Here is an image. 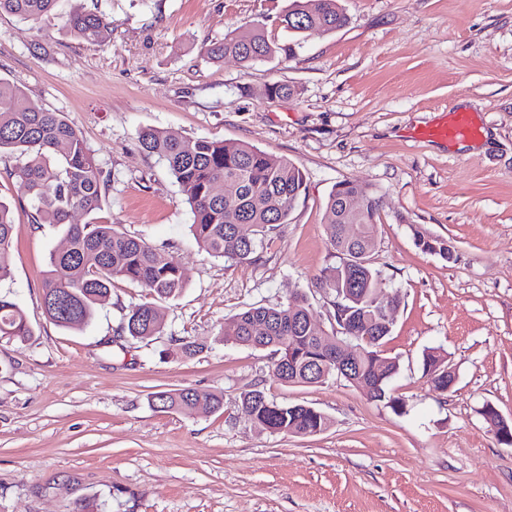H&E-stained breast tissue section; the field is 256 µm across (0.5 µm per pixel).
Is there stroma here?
<instances>
[{
    "mask_svg": "<svg viewBox=\"0 0 512 512\" xmlns=\"http://www.w3.org/2000/svg\"><path fill=\"white\" fill-rule=\"evenodd\" d=\"M84 2L111 24L102 44L1 14L0 79L80 129L110 177L100 220L165 249L186 286L158 302L164 329L147 340L120 331L145 299L124 281L90 325H55L42 285L63 231L32 223L18 160L0 155V199L16 214L0 291L33 328L0 339V512H512V448L481 414L489 403L512 420V0H339L345 27L249 65L204 48L252 23L287 42L290 0ZM275 82L292 95L270 98ZM453 112L469 113L476 133L422 137ZM146 128L288 159L305 194L252 259L211 256L179 184L142 150ZM344 179L380 199L371 255L401 296L382 347L400 362V413L339 377L286 384L271 350L224 339L239 312L298 294L313 325L335 332L319 279L339 262L324 213ZM415 224L447 241L452 260L416 246ZM186 340L202 351L185 356ZM430 347L457 373L442 394L422 370ZM254 387L320 410L329 428L260 430L240 399ZM179 388L224 406L157 411L154 394Z\"/></svg>",
    "mask_w": 512,
    "mask_h": 512,
    "instance_id": "1",
    "label": "stroma"
}]
</instances>
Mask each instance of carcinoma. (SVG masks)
I'll use <instances>...</instances> for the list:
<instances>
[{"label":"carcinoma","instance_id":"carcinoma-1","mask_svg":"<svg viewBox=\"0 0 512 512\" xmlns=\"http://www.w3.org/2000/svg\"><path fill=\"white\" fill-rule=\"evenodd\" d=\"M59 0H0V13L27 20L51 21L60 18L62 29L74 38L91 44L104 41L110 23L100 12L76 4L59 17ZM347 17L338 0H292L281 16L289 33L300 37L313 29L333 31L344 27ZM298 43L279 45L262 27H240L206 48L215 60L232 57L242 63L264 60L276 53L291 57ZM142 149L157 155L180 185L193 213L191 225L197 243L214 257L249 260L257 251L253 237L242 238L238 225L250 224L266 232L288 222L306 183L302 170L293 162L246 144H230L209 138L185 139L168 131L147 129L139 134ZM21 159L16 177L32 208L36 224L65 226V248L49 253L43 282V304L47 317L64 329H79L91 323L99 308L112 297L113 284L127 281L145 289L149 300L131 307L120 331L139 339L162 333V321L155 317V302L177 297L186 287L184 274L165 250L142 238L128 236L114 224L99 221L73 223L77 213L92 215L101 210L108 178L97 164L81 133L59 112H49L32 101L16 85L0 79V153ZM237 185L236 197L224 199V183ZM353 194L365 197V211L353 215L345 207ZM379 199L363 185L351 180L338 182L329 195L324 223L329 243L342 256L337 266L321 277L324 288H350L356 301L341 303L345 326L340 339L370 336L363 345L364 358L349 369L346 380L383 382L370 399L384 402L393 410L403 403L388 394V384L399 370L395 358L381 353L391 329L379 324L375 301L385 283L372 266L367 253L376 234L375 217ZM15 213L0 200V281L10 275L12 230ZM416 245L424 252L448 259L446 241L414 229ZM309 308L302 295L277 307H251L224 323V339L235 344L270 349L278 355L277 377L287 384H310L323 376L336 375L328 353L320 350L321 340L308 328ZM263 332L254 331V326ZM32 329L23 310L8 295H0V338L24 340ZM448 355L440 348L423 353V373L444 372ZM154 402L165 413H192L201 403L213 411L223 407L216 395H202L184 388L161 391ZM241 402L252 422L274 434L314 436L329 426L328 417L301 404L276 403L258 388L245 392Z\"/></svg>","mask_w":512,"mask_h":512}]
</instances>
